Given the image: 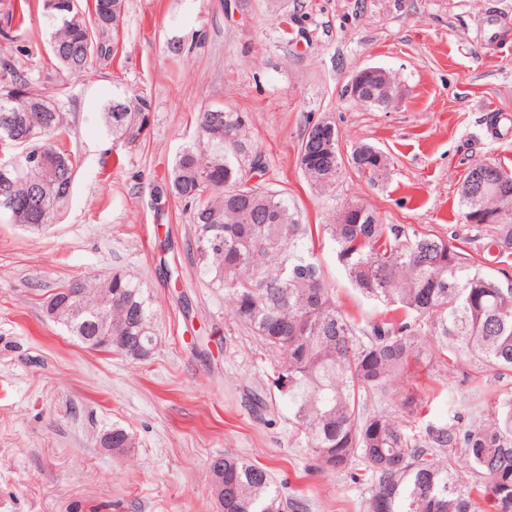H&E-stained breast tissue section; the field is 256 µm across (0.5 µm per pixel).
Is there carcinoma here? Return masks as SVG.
I'll return each mask as SVG.
<instances>
[{
	"label": "carcinoma",
	"mask_w": 512,
	"mask_h": 512,
	"mask_svg": "<svg viewBox=\"0 0 512 512\" xmlns=\"http://www.w3.org/2000/svg\"><path fill=\"white\" fill-rule=\"evenodd\" d=\"M29 0L6 12L0 40L28 57L11 22L23 17ZM123 0H42L48 49L69 74L89 71L93 62L116 52L109 33L118 27ZM31 73L0 57V116L14 117L0 128L1 224L40 230L69 204L77 159L63 148L66 113L37 92ZM151 101L124 93L101 108L104 132L130 145L150 125ZM241 115L221 109L200 113L196 137L177 153L159 195L185 202L195 226L198 276L224 289L233 316L265 347L281 371L274 386L288 401L295 428L324 470L340 473L359 459L375 479L365 512H512V396L482 422L450 433L428 429L418 435L408 421L368 411L367 398L407 376L410 360L425 367H449L448 357L467 353L480 372L512 375V280L475 267L469 254L436 234L383 223L359 202H346L331 222L313 229L300 223L288 197L251 183L265 173L249 155ZM353 170L368 181L385 175L387 155L368 144L352 152ZM298 164L312 186L332 192L345 164L336 145L307 143ZM468 169L458 206L468 224L512 227V172L499 165L490 184L473 193ZM319 233L336 249L351 284L360 293L406 318L385 317L364 325L341 312L323 279L314 248ZM87 312L67 331L89 335L91 310L105 304L112 317V350L128 354L124 337L145 345L156 336V311L143 284L114 273L92 285H66ZM464 448V465L478 481H461L446 447ZM224 480L223 512H282L269 473L238 455L215 460Z\"/></svg>",
	"instance_id": "cac0c4a2"
}]
</instances>
